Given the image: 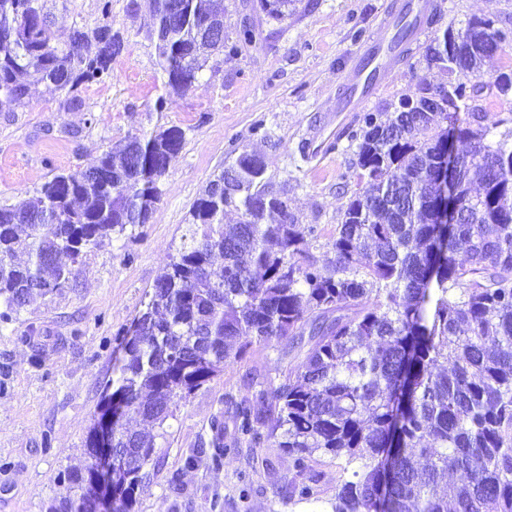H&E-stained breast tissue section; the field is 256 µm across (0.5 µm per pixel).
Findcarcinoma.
Returning <instances> with one entry per match:
<instances>
[{"mask_svg":"<svg viewBox=\"0 0 512 512\" xmlns=\"http://www.w3.org/2000/svg\"><path fill=\"white\" fill-rule=\"evenodd\" d=\"M295 2L259 5L282 20ZM177 3L180 22L169 26ZM101 15L96 27L61 36L40 0H0V23L16 29L13 41L0 42V112L25 104L23 76L66 92L69 109L81 106V87L105 83L125 41L112 31L111 0ZM216 15L214 0H151L169 91L194 84L208 53L238 50L201 34L200 22ZM478 26L467 22L472 48L461 53L448 54L451 26L427 48L430 63L460 76L444 95L406 97L385 121L367 112L349 133L356 191L328 262L312 254L317 225L298 223L277 198L260 154L242 149L209 183L146 309L120 332L121 366L89 428L85 464L62 474L67 501L99 497L95 434L113 397L122 406L112 423V512H132L155 445L127 421L163 427L219 363L287 339L300 361L234 412L236 442L269 443L292 458L279 496L320 499V474L309 465L317 456L342 471L332 512H512V142L490 138L499 122L476 105L486 93L512 92V72L481 79L484 62L512 45V29L487 40ZM450 141L469 150L454 183L460 220L443 224L437 182ZM183 144L178 127L131 136L98 158L101 177L59 173L23 205H1L0 322L33 294L70 284L61 257L75 262L112 234L148 223L159 180ZM228 209L239 223H224ZM232 451L217 415L184 465L204 458L218 467Z\"/></svg>","mask_w":512,"mask_h":512,"instance_id":"carcinoma-1","label":"carcinoma"}]
</instances>
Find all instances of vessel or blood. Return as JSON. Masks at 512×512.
<instances>
[{"instance_id": "vessel-or-blood-1", "label": "vessel or blood", "mask_w": 512, "mask_h": 512, "mask_svg": "<svg viewBox=\"0 0 512 512\" xmlns=\"http://www.w3.org/2000/svg\"><path fill=\"white\" fill-rule=\"evenodd\" d=\"M428 0H391L377 32L369 36L342 76V90L333 110L336 129L344 131L347 113L363 109L400 57L401 39L415 40L426 31Z\"/></svg>"}]
</instances>
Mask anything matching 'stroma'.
Listing matches in <instances>:
<instances>
[{
    "instance_id": "obj_1",
    "label": "stroma",
    "mask_w": 512,
    "mask_h": 512,
    "mask_svg": "<svg viewBox=\"0 0 512 512\" xmlns=\"http://www.w3.org/2000/svg\"><path fill=\"white\" fill-rule=\"evenodd\" d=\"M385 0H301L283 21L267 18L258 0H224V30L250 26L251 42L237 54L219 52L187 90L166 95L146 0H112V27L125 38L105 84L83 87L80 108L65 109L64 92L32 85L24 106L0 112V205L31 197L62 170L90 167L101 153L132 135L172 126L184 145L160 180L162 198L148 223L84 250L71 266L68 288L33 296L19 317L0 325V512H48L66 491L58 475L83 459L105 383L121 358L117 334L129 327L181 242L189 211L208 183L243 148L260 152L266 174L288 198L300 224L317 225L318 260L331 256L354 192L356 156L324 110L336 96L343 69L375 32ZM438 12L404 61L395 67L371 112L390 114L422 83L448 81L430 65L426 48L447 26L489 17L512 28V0H437ZM100 0H44L51 27L66 32L101 22ZM164 110H157L159 96ZM333 138L336 149L312 154V139ZM36 327L31 344L19 337ZM297 359L288 341L253 345L242 360L180 402L163 428H152L155 462L134 512H331L335 463L312 461L321 474L319 502L288 501L273 486L292 461L276 448L241 444L222 467L184 466L216 415L234 434L233 406L247 396L241 376L257 374L262 389L284 380Z\"/></svg>"
}]
</instances>
